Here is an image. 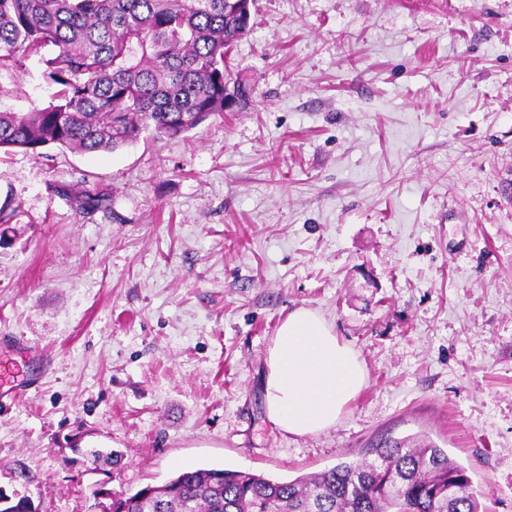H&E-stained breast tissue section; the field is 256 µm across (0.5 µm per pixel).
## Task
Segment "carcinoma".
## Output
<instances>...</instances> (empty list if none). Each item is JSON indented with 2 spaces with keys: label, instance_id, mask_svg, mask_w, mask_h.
Returning <instances> with one entry per match:
<instances>
[{
  "label": "carcinoma",
  "instance_id": "cac0c4a2",
  "mask_svg": "<svg viewBox=\"0 0 512 512\" xmlns=\"http://www.w3.org/2000/svg\"><path fill=\"white\" fill-rule=\"evenodd\" d=\"M246 29L226 0H0V71L32 56L55 87L28 112L0 107V150L113 152L177 138L224 114L230 47ZM373 459L289 481L215 468L112 501V512H481L435 445L383 441ZM0 512H35L0 491Z\"/></svg>",
  "mask_w": 512,
  "mask_h": 512
}]
</instances>
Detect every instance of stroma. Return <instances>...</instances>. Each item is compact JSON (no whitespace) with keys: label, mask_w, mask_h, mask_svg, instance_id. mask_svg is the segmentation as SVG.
<instances>
[{"label":"stroma","mask_w":512,"mask_h":512,"mask_svg":"<svg viewBox=\"0 0 512 512\" xmlns=\"http://www.w3.org/2000/svg\"><path fill=\"white\" fill-rule=\"evenodd\" d=\"M249 95L173 139L0 153V491L108 512L182 468L292 480L419 440L512 512V0H257ZM52 93L38 58L0 106ZM106 199L80 208L81 187ZM322 314L367 383L266 416L267 350Z\"/></svg>","instance_id":"1"}]
</instances>
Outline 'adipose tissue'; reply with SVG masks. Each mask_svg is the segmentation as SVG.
<instances>
[{"label":"adipose tissue","mask_w":512,"mask_h":512,"mask_svg":"<svg viewBox=\"0 0 512 512\" xmlns=\"http://www.w3.org/2000/svg\"><path fill=\"white\" fill-rule=\"evenodd\" d=\"M366 384L355 352L318 313L288 314L268 349L264 380L269 420L295 436L332 427Z\"/></svg>","instance_id":"ef3b65f1"}]
</instances>
